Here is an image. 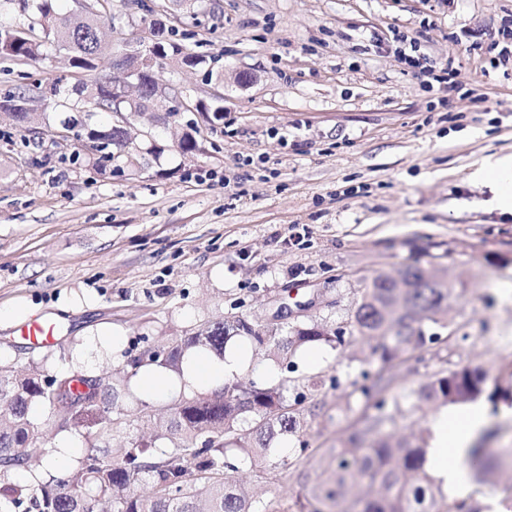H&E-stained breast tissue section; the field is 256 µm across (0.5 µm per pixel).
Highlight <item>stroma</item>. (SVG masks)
<instances>
[{
  "label": "stroma",
  "mask_w": 512,
  "mask_h": 512,
  "mask_svg": "<svg viewBox=\"0 0 512 512\" xmlns=\"http://www.w3.org/2000/svg\"><path fill=\"white\" fill-rule=\"evenodd\" d=\"M122 29L104 27L94 71L48 48L31 64L0 70V95L31 89L34 119L0 124V363L99 375L206 322L244 315L346 322L365 286L408 265L436 268L456 288L449 338L370 358L369 345L329 350L337 377L309 403L310 449L263 494L304 491L323 454L375 415L354 393L364 367L393 375L404 395L441 369L486 370L512 390V219L490 204L471 173L512 154V59L497 42L512 31V0H196L167 24L188 31L203 66L172 71L223 122L183 112L151 135L131 132L128 157L91 160L86 136L64 132L68 89L111 79L119 46L146 35L140 9ZM454 56L444 83L424 72ZM195 125L198 148L177 141ZM61 315L53 345L21 333ZM129 381L119 406L148 427ZM488 447L512 446V400H478ZM438 407L402 403L384 432L429 431ZM459 498L481 512L512 505V468L493 481L467 474Z\"/></svg>",
  "instance_id": "obj_1"
}]
</instances>
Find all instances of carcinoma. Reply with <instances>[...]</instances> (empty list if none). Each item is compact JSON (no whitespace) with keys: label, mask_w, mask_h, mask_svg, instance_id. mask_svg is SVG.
I'll use <instances>...</instances> for the list:
<instances>
[{"label":"carcinoma","mask_w":512,"mask_h":512,"mask_svg":"<svg viewBox=\"0 0 512 512\" xmlns=\"http://www.w3.org/2000/svg\"><path fill=\"white\" fill-rule=\"evenodd\" d=\"M92 11L84 25L73 27L72 16L56 11L55 0H38L35 12L26 16L21 35L14 27L0 26V59L14 63L33 61L48 46L70 54L72 67L96 68L100 41L99 22L109 0H90ZM160 42L153 54L164 67H180L187 59L196 64L202 56L173 40ZM77 95H88L96 108L112 111V93L99 83L74 86ZM92 149L108 151L113 159L127 148L119 126L88 133ZM404 287L396 288L388 276L379 274L365 287L349 316V331L336 329L324 320H300L292 324L270 321L263 326L243 316L210 322L165 344L161 351L147 350L133 358L131 370L158 368L181 373L185 356L192 351L224 355L234 338H245L265 351L280 369H293L297 353L314 344L333 349L353 341L377 340L372 354L385 364L407 349L422 348L441 339L448 328V307L456 288L440 277L429 278L420 266L399 272ZM368 383L360 387L365 399H377L378 413L360 436L350 437L329 449L314 477H304L306 494L288 506L278 500L245 493L235 475L248 467L260 482L273 484L290 466L271 452L273 442L294 438L295 452L303 455L312 409L304 395L288 398V380L257 382L246 386L228 382L210 394L182 395L163 413L142 412L153 425L149 439L134 438L123 449V459L112 460L107 446L112 433L127 426L122 414H113L120 398V375L87 376L77 371L51 370L31 362L25 373L0 364V512H480L464 501L448 497L425 467L424 439L392 440L381 430L400 411L386 412L392 377L378 371L363 373ZM488 374L463 367L442 370L411 394L436 406L473 402L484 394L489 399H511L509 392H487ZM49 410L57 428L87 421L88 448L77 464L62 474H53L35 464L55 450L52 442L30 418V408ZM166 440L169 445L157 446ZM467 458L472 468L492 475L485 449L471 448ZM27 470L31 479L19 481L14 472ZM145 485L138 494L134 488Z\"/></svg>","instance_id":"obj_1"}]
</instances>
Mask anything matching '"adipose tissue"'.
Here are the masks:
<instances>
[{"mask_svg":"<svg viewBox=\"0 0 512 512\" xmlns=\"http://www.w3.org/2000/svg\"><path fill=\"white\" fill-rule=\"evenodd\" d=\"M473 177L492 188L499 213L512 216V155L488 158ZM250 367L260 377L271 371L266 364L252 365L249 354L242 347L229 344L220 358L202 353L188 354L179 376L160 370L140 371L137 386L139 391L163 399L175 393L187 394L210 387L216 380L232 378ZM484 422V411L477 406L449 410L432 420L427 468L449 492H457L463 485L465 473L458 460L465 455L468 443Z\"/></svg>","mask_w":512,"mask_h":512,"instance_id":"ef3b65f1","label":"adipose tissue"}]
</instances>
